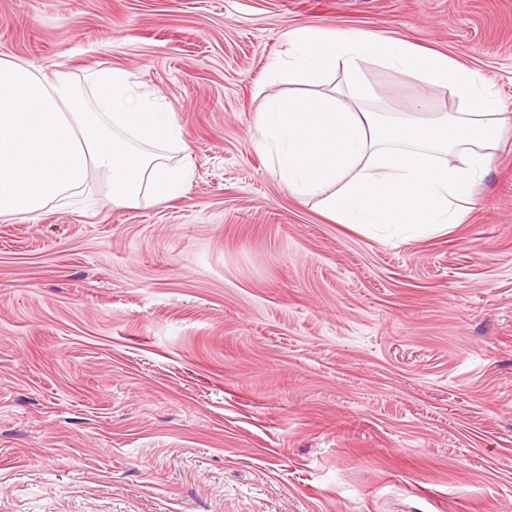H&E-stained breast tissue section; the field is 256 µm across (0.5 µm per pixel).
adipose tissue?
<instances>
[{
  "label": "adipose tissue",
  "instance_id": "ef3b65f1",
  "mask_svg": "<svg viewBox=\"0 0 512 512\" xmlns=\"http://www.w3.org/2000/svg\"><path fill=\"white\" fill-rule=\"evenodd\" d=\"M367 59L447 89L461 104L405 116L365 111L362 102L377 96L364 78ZM339 68L344 98L323 91ZM278 72L295 90L269 98L257 144L294 194L320 198L339 224L421 233L459 223L512 126L497 90L473 70L399 39L298 29ZM182 148L179 128L124 70L94 69L77 83L0 58L1 217L65 202L96 176L111 182L113 204L167 201L189 181V164L170 157Z\"/></svg>",
  "mask_w": 512,
  "mask_h": 512
}]
</instances>
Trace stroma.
I'll return each mask as SVG.
<instances>
[{
  "mask_svg": "<svg viewBox=\"0 0 512 512\" xmlns=\"http://www.w3.org/2000/svg\"><path fill=\"white\" fill-rule=\"evenodd\" d=\"M310 28L448 55L512 112V0H0V57L161 99L190 182L0 217V512H512V135L462 223L329 220L255 130ZM372 112L456 98L362 64Z\"/></svg>",
  "mask_w": 512,
  "mask_h": 512,
  "instance_id": "35a3bbf8",
  "label": "stroma"
}]
</instances>
